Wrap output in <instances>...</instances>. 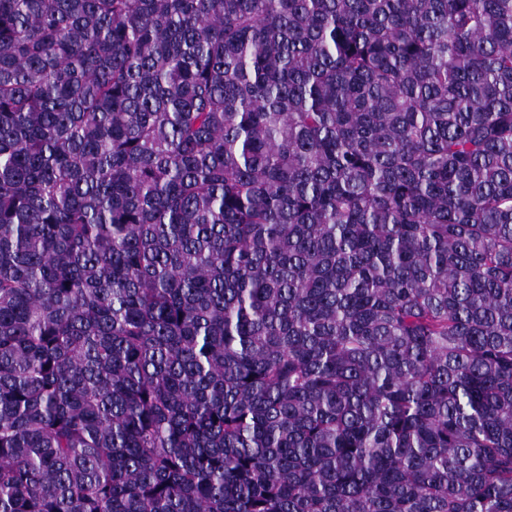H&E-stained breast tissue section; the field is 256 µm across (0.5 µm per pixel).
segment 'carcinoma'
Masks as SVG:
<instances>
[{
  "label": "carcinoma",
  "mask_w": 512,
  "mask_h": 512,
  "mask_svg": "<svg viewBox=\"0 0 512 512\" xmlns=\"http://www.w3.org/2000/svg\"><path fill=\"white\" fill-rule=\"evenodd\" d=\"M0 512H512V0H0Z\"/></svg>",
  "instance_id": "carcinoma-1"
}]
</instances>
